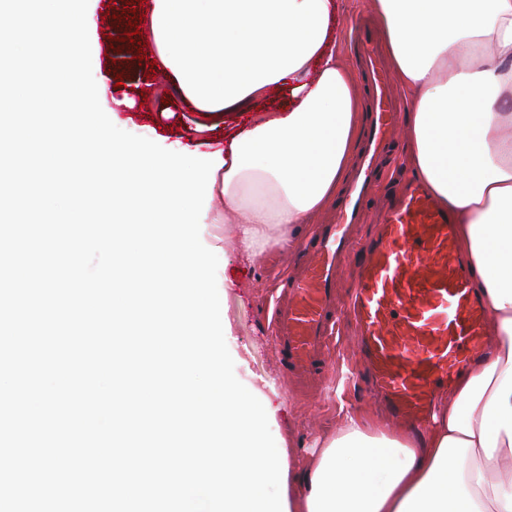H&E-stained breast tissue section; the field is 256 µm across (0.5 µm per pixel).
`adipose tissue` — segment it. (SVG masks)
Segmentation results:
<instances>
[{
	"label": "adipose tissue",
	"instance_id": "obj_1",
	"mask_svg": "<svg viewBox=\"0 0 512 512\" xmlns=\"http://www.w3.org/2000/svg\"><path fill=\"white\" fill-rule=\"evenodd\" d=\"M409 95L405 163L457 224L489 315L486 360L438 395L414 438L346 411L303 466L289 512H512V0H371ZM341 0H152L158 74L193 111L239 112L213 197L248 263L301 249L344 189L363 103L341 56Z\"/></svg>",
	"mask_w": 512,
	"mask_h": 512
}]
</instances>
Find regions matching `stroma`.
<instances>
[{
  "instance_id": "1",
  "label": "stroma",
  "mask_w": 512,
  "mask_h": 512,
  "mask_svg": "<svg viewBox=\"0 0 512 512\" xmlns=\"http://www.w3.org/2000/svg\"><path fill=\"white\" fill-rule=\"evenodd\" d=\"M107 7L105 30L89 35L94 78L96 82L109 83L114 76H121L124 82L139 85L144 95L143 107L134 110L117 107L116 125L129 133L156 139L165 149L179 151L186 140L185 127L202 120L203 115L188 110L169 80L149 74L144 64L149 55L147 42L136 32L139 12L145 7L143 0H109ZM124 37L130 40L128 50L134 60L129 68L118 71L113 66L114 51L119 39ZM379 164L383 179L367 205L368 221L357 229L362 238L375 233L382 218V200L408 174L404 136H397L388 152L380 157ZM291 259V254L283 253L274 263L262 255L247 267L230 264L226 274L235 285L222 293L220 300L234 327L233 346L247 360L236 376L246 385L265 382L266 394L280 406L278 424L288 423L294 429L296 447L291 460L300 465L307 460L311 445L322 439L329 428L340 424L341 405L357 408L379 424L384 423L385 417L365 382L351 328H344L315 386L296 387L281 370L269 327L268 305Z\"/></svg>"
}]
</instances>
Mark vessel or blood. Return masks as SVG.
Returning a JSON list of instances; mask_svg holds the SVG:
<instances>
[{"label":"vessel or blood","mask_w":512,"mask_h":512,"mask_svg":"<svg viewBox=\"0 0 512 512\" xmlns=\"http://www.w3.org/2000/svg\"><path fill=\"white\" fill-rule=\"evenodd\" d=\"M357 52L376 102L364 154L335 219L320 226L313 246L282 280L271 311L273 342L283 371L300 380L320 374L335 337L352 323L391 419L419 426L434 390L483 352L487 312L470 287L451 215L420 184L402 186L374 237H354L379 184L374 156L392 142L400 108L370 29H359ZM356 255L360 267L342 302L338 273Z\"/></svg>","instance_id":"b4317fda"}]
</instances>
